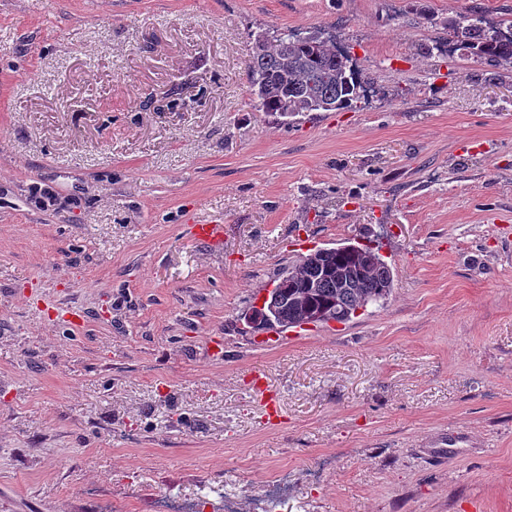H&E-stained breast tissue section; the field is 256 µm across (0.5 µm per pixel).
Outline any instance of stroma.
<instances>
[{
	"label": "stroma",
	"instance_id": "stroma-1",
	"mask_svg": "<svg viewBox=\"0 0 512 512\" xmlns=\"http://www.w3.org/2000/svg\"><path fill=\"white\" fill-rule=\"evenodd\" d=\"M462 10L512 0H0V512H260L283 468L274 512H512V66L425 54ZM261 28L334 35L368 98L256 111ZM350 242L384 306L258 337ZM204 490L207 491L204 492ZM211 491L212 487L204 481L200 494L190 503L175 499L167 492H160L157 502L149 508V512H239V498L235 491L224 488V492L220 495L223 506L217 511L210 499Z\"/></svg>",
	"mask_w": 512,
	"mask_h": 512
}]
</instances>
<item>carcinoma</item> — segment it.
I'll return each mask as SVG.
<instances>
[{
    "label": "carcinoma",
    "instance_id": "cac0c4a2",
    "mask_svg": "<svg viewBox=\"0 0 512 512\" xmlns=\"http://www.w3.org/2000/svg\"><path fill=\"white\" fill-rule=\"evenodd\" d=\"M455 50L473 59L512 64V17L496 24L479 12L456 13L444 21ZM253 39L248 59L253 104L259 112L294 118L307 112L357 107L371 78L336 41L320 31L290 30ZM312 288L289 282L285 271L262 308L251 311L280 328L300 327L321 313L325 321L347 322L368 306L381 307L394 288L391 267L368 247L319 249L300 260Z\"/></svg>",
    "mask_w": 512,
    "mask_h": 512
}]
</instances>
